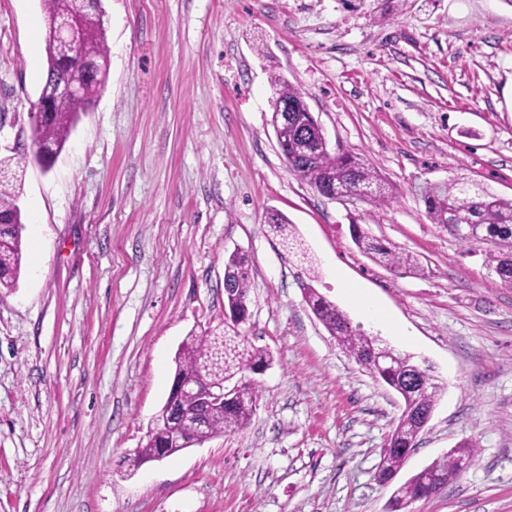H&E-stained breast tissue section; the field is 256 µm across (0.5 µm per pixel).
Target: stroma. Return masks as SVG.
Listing matches in <instances>:
<instances>
[{
  "label": "stroma",
  "instance_id": "stroma-1",
  "mask_svg": "<svg viewBox=\"0 0 512 512\" xmlns=\"http://www.w3.org/2000/svg\"><path fill=\"white\" fill-rule=\"evenodd\" d=\"M110 71L50 167L33 158L46 73L41 0H0V159L20 182L23 264L0 290V512H386L375 474L400 396L337 345L313 286H344L412 335L388 337L447 387L399 471L458 443L477 457L413 512H512V288L419 190L465 181L512 198L507 0H102ZM301 89L335 153L397 189L330 200L291 175L271 79ZM287 216L306 254L266 223ZM417 255L402 275L351 225ZM251 261L244 329L270 349L248 427L133 467L190 332L224 318V260Z\"/></svg>",
  "mask_w": 512,
  "mask_h": 512
}]
</instances>
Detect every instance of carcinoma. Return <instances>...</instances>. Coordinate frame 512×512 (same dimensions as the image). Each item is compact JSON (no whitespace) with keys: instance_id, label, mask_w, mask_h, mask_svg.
<instances>
[{"instance_id":"cac0c4a2","label":"carcinoma","mask_w":512,"mask_h":512,"mask_svg":"<svg viewBox=\"0 0 512 512\" xmlns=\"http://www.w3.org/2000/svg\"><path fill=\"white\" fill-rule=\"evenodd\" d=\"M42 8L46 19L47 84L66 80L72 64L66 44L52 40L51 25L57 17L73 16L78 20L83 32L84 58L95 64L84 95L75 99L69 108L51 113L33 128L34 140L49 143L59 150L66 144L80 113L86 111L89 99L98 94L109 74L104 13L90 8L88 0H42ZM272 84L275 87L272 107L281 103L291 107L288 141L279 145L288 171L322 196L334 191L336 199L344 200L346 193L361 189L365 191L362 201L375 207L390 204L394 195L393 187L365 160L329 150L313 151L323 132L310 112L303 93L281 76L274 77ZM420 197L430 220L442 225L451 235H456L457 225H470L474 238L462 239L460 243L469 248H481L485 265L505 287L512 288V198L499 197L484 190L473 192L461 182L428 184L422 187ZM17 200L16 191L0 184V288L7 290L17 287L23 260L24 223ZM268 224L284 246L291 249L297 245L284 214L277 211L270 214ZM351 236L355 245L374 261L405 274L423 272L416 256L368 236L360 225H351ZM250 288L248 257L239 252L231 253L224 262V322L199 334H189L175 355L176 379L218 382L231 377L239 381V387L224 402V406L211 409L200 427L190 418L195 408L193 399L168 394L157 419H164L170 408L182 411L187 418L182 420L181 427L191 440L199 442L206 437L212 439L238 432L248 425L256 408L257 394L249 374L270 366L273 356L240 331V322L247 321L249 317ZM304 301L321 316L324 327L334 336L336 343L361 366L369 367L371 353L384 347V344L353 329L347 315L317 289H306ZM416 366L418 362L413 356L398 352L396 359L378 375V379L394 390L404 388V378L412 375ZM415 378L418 385L405 388L411 411L399 417L382 452L377 471V479L382 482L401 468L403 456L399 449L408 448L414 443L423 430L419 413L434 407L442 393L440 389L433 391L428 388L426 381L439 382L429 369L420 368ZM165 439L164 429L151 431L144 446L136 452L135 466L152 461ZM475 457L476 444L464 440L446 458L432 462L424 472L413 476L409 483L417 490L423 489L424 476L452 477L456 473L458 459L466 458L472 462Z\"/></svg>"}]
</instances>
